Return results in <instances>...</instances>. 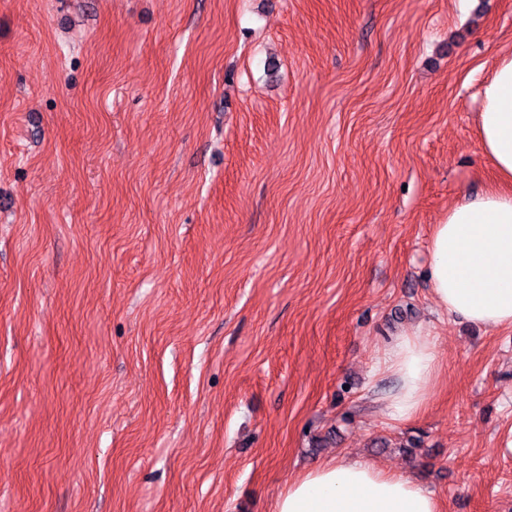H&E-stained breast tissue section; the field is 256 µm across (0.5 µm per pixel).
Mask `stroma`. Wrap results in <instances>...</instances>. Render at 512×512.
<instances>
[{"mask_svg": "<svg viewBox=\"0 0 512 512\" xmlns=\"http://www.w3.org/2000/svg\"><path fill=\"white\" fill-rule=\"evenodd\" d=\"M506 56L512 0H0V512H272L341 456L512 512V328L427 277ZM420 331L395 336L383 358V367L394 374L399 386L387 408L395 420H410L426 406L437 370L434 345Z\"/></svg>", "mask_w": 512, "mask_h": 512, "instance_id": "obj_1", "label": "stroma"}]
</instances>
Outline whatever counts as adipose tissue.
Instances as JSON below:
<instances>
[{
	"label": "adipose tissue",
	"mask_w": 512,
	"mask_h": 512,
	"mask_svg": "<svg viewBox=\"0 0 512 512\" xmlns=\"http://www.w3.org/2000/svg\"><path fill=\"white\" fill-rule=\"evenodd\" d=\"M496 187L451 207L428 242L432 298L451 317L488 329L512 327V57L485 85L479 112ZM383 367L399 386L387 408L409 420L426 406L437 354L421 332L395 336ZM274 512H440L436 495L411 477L360 459H332L289 479Z\"/></svg>",
	"instance_id": "1"
}]
</instances>
